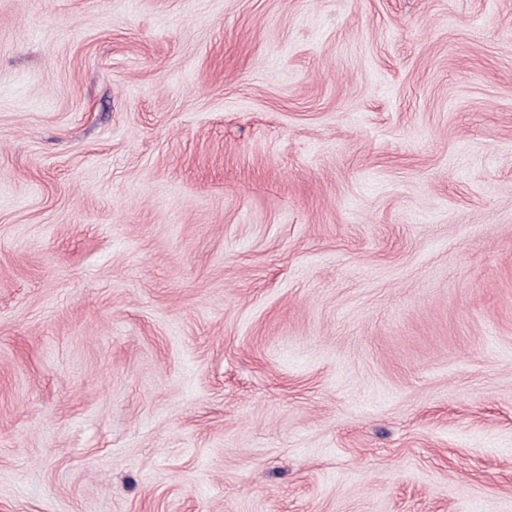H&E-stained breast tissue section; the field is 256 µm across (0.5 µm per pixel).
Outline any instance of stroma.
I'll use <instances>...</instances> for the list:
<instances>
[{
    "label": "stroma",
    "mask_w": 512,
    "mask_h": 512,
    "mask_svg": "<svg viewBox=\"0 0 512 512\" xmlns=\"http://www.w3.org/2000/svg\"><path fill=\"white\" fill-rule=\"evenodd\" d=\"M0 512H512V0H0Z\"/></svg>",
    "instance_id": "1"
}]
</instances>
